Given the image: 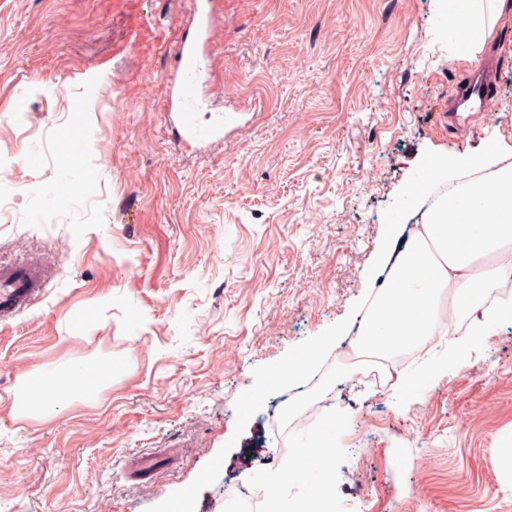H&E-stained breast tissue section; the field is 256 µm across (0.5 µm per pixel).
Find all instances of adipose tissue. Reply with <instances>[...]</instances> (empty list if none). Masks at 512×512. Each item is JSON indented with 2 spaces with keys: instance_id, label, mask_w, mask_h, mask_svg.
Instances as JSON below:
<instances>
[{
  "instance_id": "obj_1",
  "label": "adipose tissue",
  "mask_w": 512,
  "mask_h": 512,
  "mask_svg": "<svg viewBox=\"0 0 512 512\" xmlns=\"http://www.w3.org/2000/svg\"><path fill=\"white\" fill-rule=\"evenodd\" d=\"M442 6L460 34L462 57L469 59L497 21L512 17V0H443ZM500 152V144L491 141L472 156L431 155L421 161L404 191L410 206L417 204L427 184L448 180L458 169L492 166L496 173L491 182L473 183L464 195L430 210L423 233L400 247L361 332L362 352L384 358L421 343L430 332L434 301L451 283L460 310L475 317L473 336L512 321L511 303L486 308L498 271L477 264L479 258L512 250V168L497 167ZM111 378L108 366H76L57 375L37 368L25 379L20 404L29 412L61 410L76 397L95 399Z\"/></svg>"
}]
</instances>
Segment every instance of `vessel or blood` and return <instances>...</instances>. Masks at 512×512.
<instances>
[{"label":"vessel or blood","mask_w":512,"mask_h":512,"mask_svg":"<svg viewBox=\"0 0 512 512\" xmlns=\"http://www.w3.org/2000/svg\"><path fill=\"white\" fill-rule=\"evenodd\" d=\"M215 3L216 0H194L190 24L199 35L194 39H183L175 46L178 68L170 78L167 112L185 114L193 111L195 98L207 96L210 90V82L203 79L202 74L210 69ZM492 96L489 80L478 69L457 86L454 105L465 111H479ZM46 283L41 266L0 264V316L10 317L22 311Z\"/></svg>","instance_id":"obj_1"}]
</instances>
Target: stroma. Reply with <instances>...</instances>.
<instances>
[{"label":"stroma","mask_w":512,"mask_h":512,"mask_svg":"<svg viewBox=\"0 0 512 512\" xmlns=\"http://www.w3.org/2000/svg\"><path fill=\"white\" fill-rule=\"evenodd\" d=\"M191 9L0 0V263L48 274L0 318V512H168L189 491L190 512H228L248 474L306 498L264 421L302 349L318 357L284 389L317 378L375 416L367 447L341 429L334 504L512 512L491 451L512 430L511 321L452 364L451 339L432 344L440 368L412 361L410 392L334 358L388 274L390 219L409 234L431 206H402L416 164L494 140L512 167V19L475 52L496 58V112L459 131L438 114L472 60L440 0H219L189 140L164 104ZM89 360L112 366L96 401L21 412L28 371Z\"/></svg>","instance_id":"stroma-1"}]
</instances>
